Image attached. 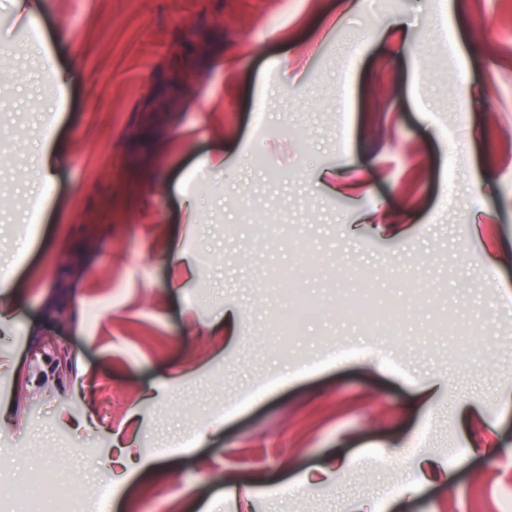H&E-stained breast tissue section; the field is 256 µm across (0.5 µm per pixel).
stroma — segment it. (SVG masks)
Wrapping results in <instances>:
<instances>
[{
    "label": "stroma",
    "instance_id": "35a3bbf8",
    "mask_svg": "<svg viewBox=\"0 0 512 512\" xmlns=\"http://www.w3.org/2000/svg\"><path fill=\"white\" fill-rule=\"evenodd\" d=\"M41 2L22 35L0 0V273L17 301L0 324V512H38L41 471L110 482L107 512H473L478 483L482 512H503V0ZM59 31L57 61L83 75L60 108L25 49ZM48 136L69 152L44 197ZM65 254L84 271L58 323L44 303ZM287 275L321 305L293 331ZM344 281L404 309L401 347L336 314ZM45 334L76 351L71 379L29 359ZM471 336L496 341L490 359ZM339 342L351 352L326 358ZM435 375L448 389L430 402Z\"/></svg>",
    "mask_w": 512,
    "mask_h": 512
}]
</instances>
